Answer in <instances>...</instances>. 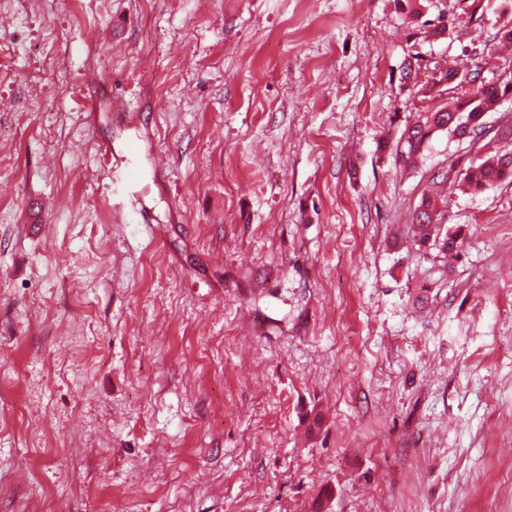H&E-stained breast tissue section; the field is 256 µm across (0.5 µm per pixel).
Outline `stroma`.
<instances>
[{"label":"stroma","mask_w":512,"mask_h":512,"mask_svg":"<svg viewBox=\"0 0 512 512\" xmlns=\"http://www.w3.org/2000/svg\"><path fill=\"white\" fill-rule=\"evenodd\" d=\"M481 3L0 0V512H512V184L452 262L411 218L464 146L378 149ZM16 2L18 8L15 11L18 17L25 16L31 9H36L44 14H52L71 4L69 0H17ZM409 19L412 23H414L417 27L428 26L423 33L428 36V38L432 39H443L448 38V36H455L454 38H459L463 35V33L458 34L457 26L455 25V19L450 18L449 15L445 16L443 13H439L435 19H426L422 22L419 20L422 17V13L418 8H413L409 13Z\"/></svg>","instance_id":"obj_1"}]
</instances>
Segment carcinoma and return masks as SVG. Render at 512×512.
Listing matches in <instances>:
<instances>
[{"label":"carcinoma","instance_id":"carcinoma-1","mask_svg":"<svg viewBox=\"0 0 512 512\" xmlns=\"http://www.w3.org/2000/svg\"><path fill=\"white\" fill-rule=\"evenodd\" d=\"M422 13L414 8L409 19L424 29V34L432 39L450 36L460 37L455 19L438 14L434 19L421 20ZM495 58L492 49L482 52L480 62L470 69H444L437 71L439 77L433 79L423 95L431 97V91L443 83L458 82L476 86L474 93L461 98L453 106L431 107L421 113L418 119L406 127L396 143L395 163L405 169H414L423 158L433 135L446 132L468 146L480 141L487 134L484 117L490 112H498L507 102H512V71L501 73L497 78L485 80L481 72L490 66ZM495 135L504 144L493 154L475 153L464 163L449 164L448 169L437 172L433 184L448 187V194L429 190L421 195L412 217L415 225V242L422 248L434 247L441 253L457 251L462 248L461 229H453L441 223V216L448 206V195L457 187L466 186L475 193L491 189L498 184L512 180V124L495 131Z\"/></svg>","mask_w":512,"mask_h":512}]
</instances>
